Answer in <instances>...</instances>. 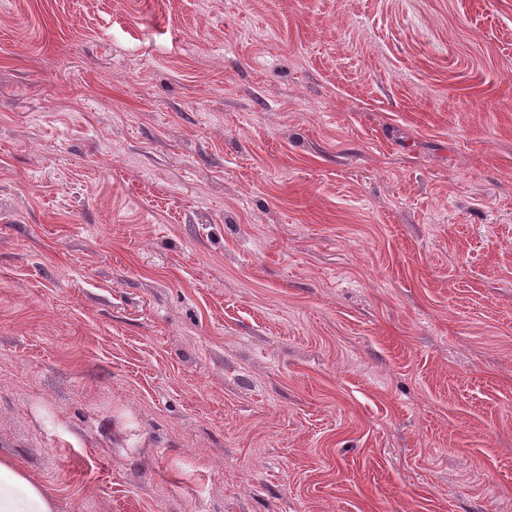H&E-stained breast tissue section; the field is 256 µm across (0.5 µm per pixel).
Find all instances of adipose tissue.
<instances>
[{"label": "adipose tissue", "mask_w": 512, "mask_h": 512, "mask_svg": "<svg viewBox=\"0 0 512 512\" xmlns=\"http://www.w3.org/2000/svg\"><path fill=\"white\" fill-rule=\"evenodd\" d=\"M48 492L10 458H0V512H54Z\"/></svg>", "instance_id": "1"}]
</instances>
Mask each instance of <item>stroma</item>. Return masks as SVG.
Segmentation results:
<instances>
[{
  "label": "stroma",
  "mask_w": 512,
  "mask_h": 512,
  "mask_svg": "<svg viewBox=\"0 0 512 512\" xmlns=\"http://www.w3.org/2000/svg\"><path fill=\"white\" fill-rule=\"evenodd\" d=\"M0 455L512 512V0H0Z\"/></svg>",
  "instance_id": "35a3bbf8"
}]
</instances>
